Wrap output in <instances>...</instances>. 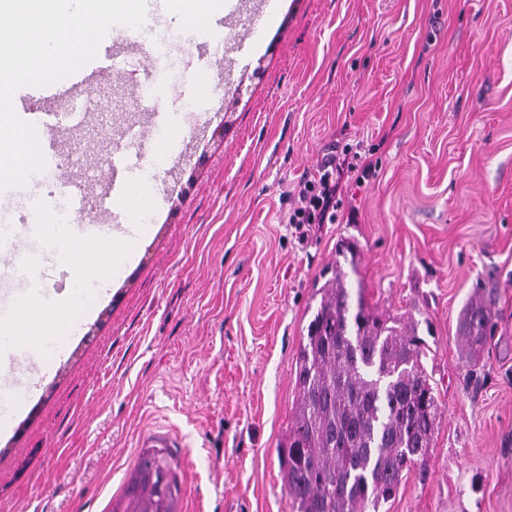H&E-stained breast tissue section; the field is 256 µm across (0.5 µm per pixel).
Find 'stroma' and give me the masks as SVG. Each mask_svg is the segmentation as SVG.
<instances>
[{
	"label": "stroma",
	"instance_id": "35a3bbf8",
	"mask_svg": "<svg viewBox=\"0 0 512 512\" xmlns=\"http://www.w3.org/2000/svg\"><path fill=\"white\" fill-rule=\"evenodd\" d=\"M224 43L178 32L163 103L139 82L95 89L113 40L55 128L59 166L90 188L79 145L154 162L137 136L156 106L182 112L191 73L212 95L185 156H170L151 232L0 437V512H119L146 450L180 487L172 512H296L278 448L297 406L296 359L325 267L386 316H413L441 414L428 477L385 512H512V0H275ZM357 148L369 183L343 185L332 224L289 223L290 191L332 150ZM355 244L354 262L339 259ZM497 330L479 364L458 345L474 288Z\"/></svg>",
	"mask_w": 512,
	"mask_h": 512
}]
</instances>
